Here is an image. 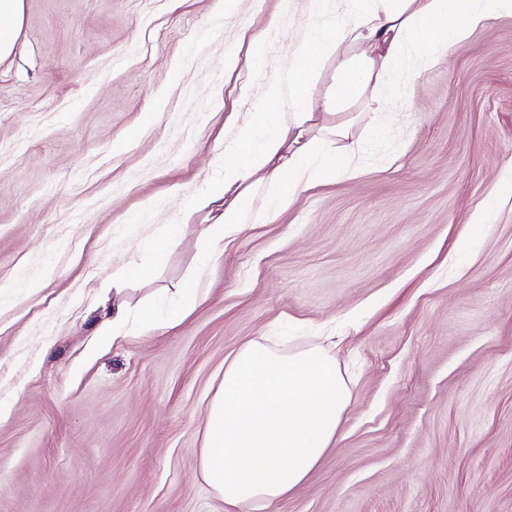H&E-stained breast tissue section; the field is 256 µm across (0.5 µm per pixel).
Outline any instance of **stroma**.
Wrapping results in <instances>:
<instances>
[{
	"label": "stroma",
	"mask_w": 512,
	"mask_h": 512,
	"mask_svg": "<svg viewBox=\"0 0 512 512\" xmlns=\"http://www.w3.org/2000/svg\"><path fill=\"white\" fill-rule=\"evenodd\" d=\"M328 8L24 0L0 60V512H224L199 450L250 341L319 346L348 388L317 466L261 512H512V14L387 75L385 143L359 104L319 114L367 141L360 167L199 265L194 200ZM168 224L126 299L202 302L99 344L113 273ZM201 301L202 298L198 295L196 289L190 285H185L180 289L178 306L165 317L167 323L169 325L177 324L186 313L195 308Z\"/></svg>",
	"instance_id": "stroma-1"
}]
</instances>
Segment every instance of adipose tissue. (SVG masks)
Returning a JSON list of instances; mask_svg holds the SVG:
<instances>
[{
  "mask_svg": "<svg viewBox=\"0 0 512 512\" xmlns=\"http://www.w3.org/2000/svg\"><path fill=\"white\" fill-rule=\"evenodd\" d=\"M350 18L323 17L297 43L291 110L262 112L239 129L224 177L196 207L225 199L207 225L199 253L213 262L219 247L244 224H264L286 212L312 183L350 169L357 146L332 151L349 129L337 125L309 135L315 110L334 113L359 102L374 132L383 75L407 53L449 57L469 33L512 0H354ZM334 61L329 91L314 104L309 91L326 61ZM348 395L333 359L319 348L280 353L249 342L224 359V375L206 415L201 474L224 501L225 512L263 508L301 485L336 436Z\"/></svg>",
  "mask_w": 512,
  "mask_h": 512,
  "instance_id": "ef3b65f1",
  "label": "adipose tissue"
}]
</instances>
